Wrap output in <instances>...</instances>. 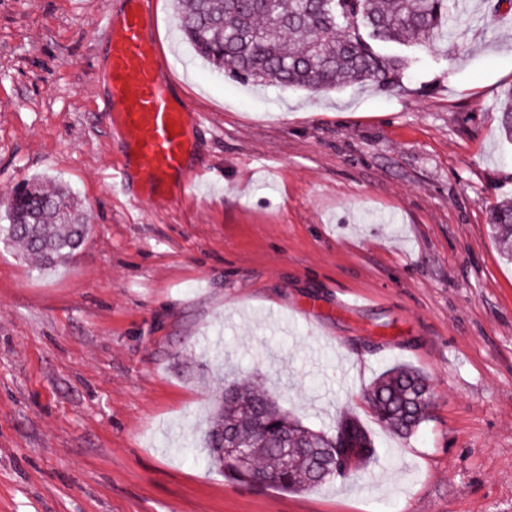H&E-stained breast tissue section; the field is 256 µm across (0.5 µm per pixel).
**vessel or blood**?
I'll use <instances>...</instances> for the list:
<instances>
[{"instance_id": "b4317fda", "label": "vessel or blood", "mask_w": 512, "mask_h": 512, "mask_svg": "<svg viewBox=\"0 0 512 512\" xmlns=\"http://www.w3.org/2000/svg\"><path fill=\"white\" fill-rule=\"evenodd\" d=\"M103 26L109 35V95L128 150L112 171L113 182H138L145 195L166 201L189 194L195 181L185 175L186 132L193 105L172 95L169 63L155 36L154 0H120Z\"/></svg>"}]
</instances>
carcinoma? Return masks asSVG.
Returning <instances> with one entry per match:
<instances>
[{"label": "carcinoma", "instance_id": "carcinoma-1", "mask_svg": "<svg viewBox=\"0 0 512 512\" xmlns=\"http://www.w3.org/2000/svg\"><path fill=\"white\" fill-rule=\"evenodd\" d=\"M460 6L461 0H184L179 27L212 68L258 87L322 92L368 83L388 92L420 61L415 50L458 41L453 13ZM498 127L512 143V90L498 107ZM0 209V240L19 243L47 269L72 256L88 234V216L64 185L48 190L24 182L0 199ZM490 226L512 262V200L492 209ZM426 386L422 372L399 364L382 372L364 398L385 428L404 437L427 415L429 405L417 401ZM205 434L207 462L256 487L298 491L332 481L320 478L307 459L320 448L347 472L379 459L354 415L342 413L329 433L315 431L246 385L218 399ZM226 436L248 449L247 462L224 456ZM284 448L294 454L287 468Z\"/></svg>", "mask_w": 512, "mask_h": 512}]
</instances>
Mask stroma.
Returning <instances> with one entry per match:
<instances>
[{
  "instance_id": "obj_1",
  "label": "stroma",
  "mask_w": 512,
  "mask_h": 512,
  "mask_svg": "<svg viewBox=\"0 0 512 512\" xmlns=\"http://www.w3.org/2000/svg\"><path fill=\"white\" fill-rule=\"evenodd\" d=\"M117 2L0 0V197L60 183L90 220L52 269L0 241V512H512V263L488 225L512 199V11L471 0L462 46L393 92L313 93L214 71L158 0L212 170L172 205L110 180ZM399 363L433 390L408 438L363 399ZM234 382L315 430L352 413L379 462L297 492L229 480L202 427Z\"/></svg>"
}]
</instances>
